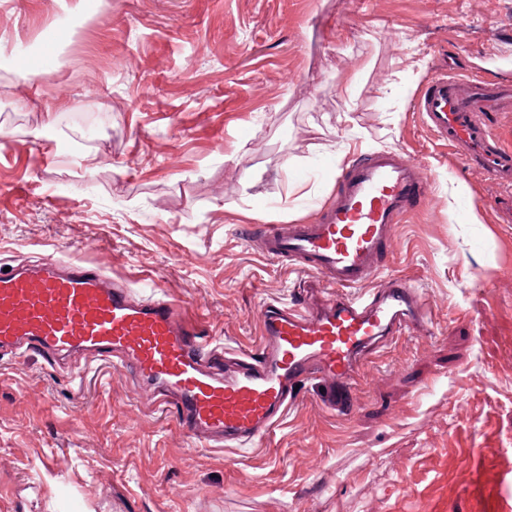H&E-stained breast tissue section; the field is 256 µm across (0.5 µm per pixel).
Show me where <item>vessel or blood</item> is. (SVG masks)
<instances>
[{
  "label": "vessel or blood",
  "instance_id": "vessel-or-blood-1",
  "mask_svg": "<svg viewBox=\"0 0 512 512\" xmlns=\"http://www.w3.org/2000/svg\"><path fill=\"white\" fill-rule=\"evenodd\" d=\"M414 109L466 167L508 190L495 207L511 223L512 146L491 118L512 112V82L441 73L418 92ZM335 183L320 217L251 235L263 255L311 274L312 286L297 305H267L259 354H237L225 373L214 366L221 349L181 303L158 288L137 297L78 258L0 271V350L34 348L61 360L83 353L98 363L121 358L139 379L175 396L186 433L228 448L261 442L309 380L323 384L330 410H349L368 352L428 317L422 294L401 276L365 297L348 291L380 266L395 224L415 211L431 181L421 165L384 152L339 170Z\"/></svg>",
  "mask_w": 512,
  "mask_h": 512
}]
</instances>
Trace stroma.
Returning a JSON list of instances; mask_svg holds the SVG:
<instances>
[{
  "label": "stroma",
  "instance_id": "1",
  "mask_svg": "<svg viewBox=\"0 0 512 512\" xmlns=\"http://www.w3.org/2000/svg\"><path fill=\"white\" fill-rule=\"evenodd\" d=\"M0 0V262L80 258L163 287L257 351L308 275L246 241L334 193V148L433 188L357 288L411 280L426 323L366 363L348 414L316 381L262 445L212 447L120 361L0 354V512H512V223L413 109L448 68L512 79V0ZM52 54H45V47ZM352 122H345V115Z\"/></svg>",
  "mask_w": 512,
  "mask_h": 512
}]
</instances>
